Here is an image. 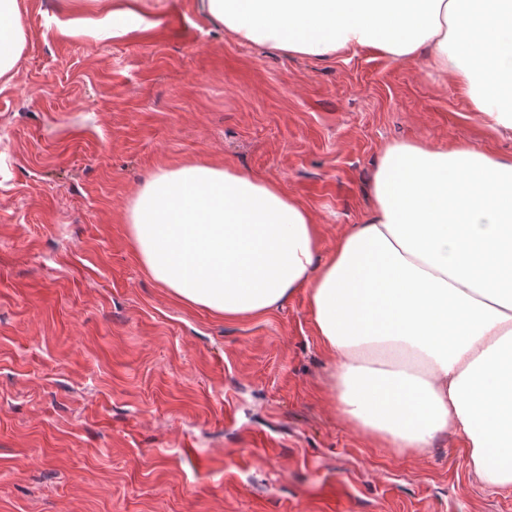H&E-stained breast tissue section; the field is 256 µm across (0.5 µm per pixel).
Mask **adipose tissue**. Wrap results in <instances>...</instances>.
<instances>
[{"label":"adipose tissue","mask_w":512,"mask_h":512,"mask_svg":"<svg viewBox=\"0 0 512 512\" xmlns=\"http://www.w3.org/2000/svg\"><path fill=\"white\" fill-rule=\"evenodd\" d=\"M84 34L121 38L147 13L82 0ZM235 39L315 58L373 49L427 59L491 127L512 129V0H197ZM0 0V85L23 48ZM373 205L321 257L310 210L273 182L207 162L162 167L128 207L145 268L227 317L306 289L334 358L336 407L401 453L459 434L488 486L512 489V159L467 144L387 145Z\"/></svg>","instance_id":"adipose-tissue-1"}]
</instances>
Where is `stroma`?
I'll return each mask as SVG.
<instances>
[{"label": "stroma", "instance_id": "obj_1", "mask_svg": "<svg viewBox=\"0 0 512 512\" xmlns=\"http://www.w3.org/2000/svg\"><path fill=\"white\" fill-rule=\"evenodd\" d=\"M0 87V512H512L462 437L398 453L338 412L305 290L228 319L142 264L125 212L158 168L278 183L322 254L361 223L386 145L512 157L451 78L374 50L245 43L165 0L118 39L19 0Z\"/></svg>", "mask_w": 512, "mask_h": 512}]
</instances>
